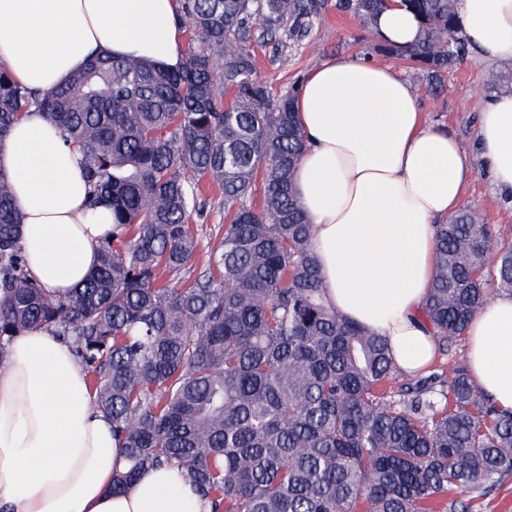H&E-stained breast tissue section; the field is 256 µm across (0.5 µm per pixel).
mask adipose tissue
Wrapping results in <instances>:
<instances>
[{"mask_svg": "<svg viewBox=\"0 0 512 512\" xmlns=\"http://www.w3.org/2000/svg\"><path fill=\"white\" fill-rule=\"evenodd\" d=\"M176 10V0H0V69L43 94L94 53L178 68ZM459 17L478 57L512 60V0H460ZM374 30L407 48L420 23L402 0H391ZM293 109L306 141L293 182L327 300L385 338L400 373L418 374L437 346L421 316L436 269V227L461 208L475 161L447 128L426 123L415 90L394 67L364 57L312 70ZM476 136L491 181L512 194V93L479 99ZM0 172L24 215L32 279L56 296L82 287L112 231V212L88 207L79 153L32 111L0 143ZM464 336L472 381L512 410V295L492 298ZM7 358L0 512H209L171 466L113 492L124 460L112 421L92 408L87 373L62 338L27 331Z\"/></svg>", "mask_w": 512, "mask_h": 512, "instance_id": "ef3b65f1", "label": "adipose tissue"}]
</instances>
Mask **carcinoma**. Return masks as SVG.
Segmentation results:
<instances>
[{"label":"carcinoma","instance_id":"1","mask_svg":"<svg viewBox=\"0 0 512 512\" xmlns=\"http://www.w3.org/2000/svg\"><path fill=\"white\" fill-rule=\"evenodd\" d=\"M405 2L421 19L407 49L373 30L388 0L335 6L360 19L375 53L412 62L441 92L467 54L458 0ZM326 6L180 0L176 21L198 46L179 69L98 56L42 98L0 70V143L29 108L42 111L81 155L89 206L113 216L86 283L56 297L30 277L23 215L0 173V365L30 329L71 344L124 448L115 491L170 465L210 512H468L448 493L512 476V412L464 362L395 385L385 341L325 300L292 183L301 84L273 95L255 47L273 44L288 66V42ZM509 82L512 71L490 69L484 87ZM202 180L224 191L229 223L195 273ZM437 250L422 315L450 352L492 292L512 294V241L462 209L437 225Z\"/></svg>","mask_w":512,"mask_h":512}]
</instances>
